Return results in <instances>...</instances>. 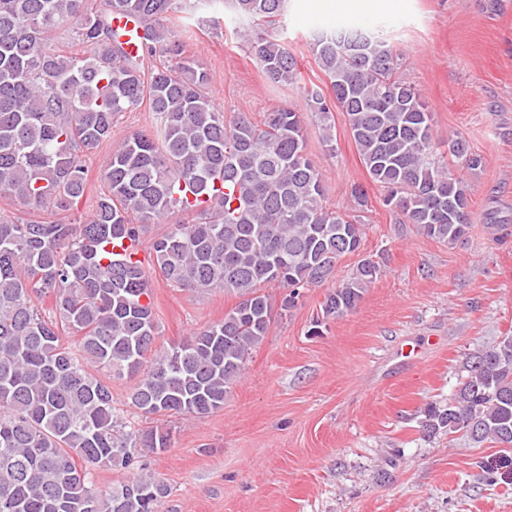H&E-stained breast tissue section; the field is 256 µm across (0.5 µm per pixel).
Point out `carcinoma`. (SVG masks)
Listing matches in <instances>:
<instances>
[{
  "mask_svg": "<svg viewBox=\"0 0 512 512\" xmlns=\"http://www.w3.org/2000/svg\"><path fill=\"white\" fill-rule=\"evenodd\" d=\"M223 0H0V196L31 212H69L85 195L80 155L112 140L115 118L148 105L154 132L123 140L103 168L107 191L69 223L0 217V512H160L167 485L140 476L105 491L100 466L130 469L138 449L165 451L170 434L126 429L112 407L109 378L134 381L144 414L202 416L224 405L249 354L269 328L272 307L259 293L278 282L300 290L331 277L356 253L368 204L351 189V212L325 205L318 169L306 152L301 113L292 105L224 119L207 93L211 73L185 55L167 22L192 18ZM240 23L270 31L250 43L273 84H293L298 62L272 28L286 0H232ZM139 26L130 57L112 19ZM71 31L78 51L54 45ZM311 50L329 80L304 89L305 111L333 147L332 112L346 113L384 205L435 240L454 245L469 232L471 198L448 168L432 118L416 87L396 76V54L381 36L358 30L322 36ZM162 58L145 71V58ZM458 167L480 156L459 134L448 139ZM204 197L194 224H172L153 244L156 271L193 291L221 290L239 302L224 320L152 358L157 328L150 277L139 260L106 246L136 239L140 225L187 210L186 191ZM378 274L371 259L329 292L325 317L354 310ZM50 295L54 311L36 300ZM467 379L419 421L429 438L462 433L472 443L512 448V336L466 358Z\"/></svg>",
  "mask_w": 512,
  "mask_h": 512,
  "instance_id": "cac0c4a2",
  "label": "carcinoma"
}]
</instances>
